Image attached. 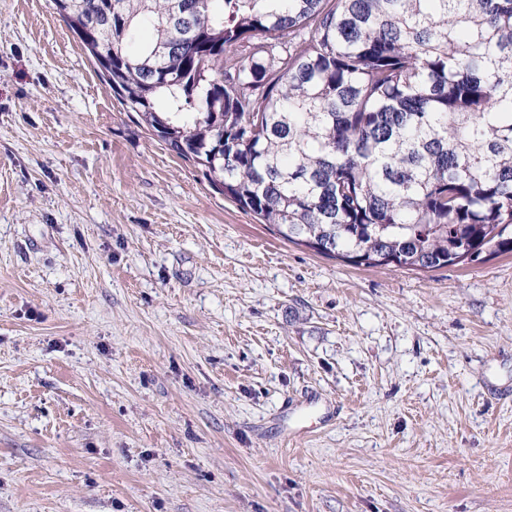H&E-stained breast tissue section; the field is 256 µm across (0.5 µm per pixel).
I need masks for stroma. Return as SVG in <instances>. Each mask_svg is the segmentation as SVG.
I'll return each mask as SVG.
<instances>
[{"mask_svg":"<svg viewBox=\"0 0 512 512\" xmlns=\"http://www.w3.org/2000/svg\"><path fill=\"white\" fill-rule=\"evenodd\" d=\"M0 512H512V253L287 242L0 0Z\"/></svg>","mask_w":512,"mask_h":512,"instance_id":"35a3bbf8","label":"stroma"}]
</instances>
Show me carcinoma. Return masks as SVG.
<instances>
[{"label":"carcinoma","instance_id":"cac0c4a2","mask_svg":"<svg viewBox=\"0 0 512 512\" xmlns=\"http://www.w3.org/2000/svg\"><path fill=\"white\" fill-rule=\"evenodd\" d=\"M54 5L120 103L282 239L412 270L512 253V0Z\"/></svg>","mask_w":512,"mask_h":512}]
</instances>
